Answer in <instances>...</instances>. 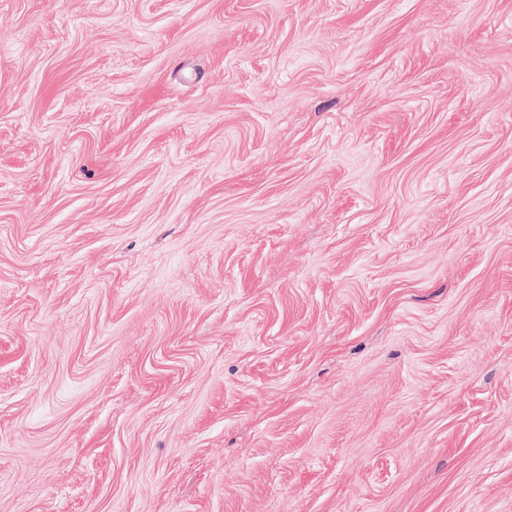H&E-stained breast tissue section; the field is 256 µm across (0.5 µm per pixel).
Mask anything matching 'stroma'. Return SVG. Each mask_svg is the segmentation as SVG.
Listing matches in <instances>:
<instances>
[{"label": "stroma", "mask_w": 512, "mask_h": 512, "mask_svg": "<svg viewBox=\"0 0 512 512\" xmlns=\"http://www.w3.org/2000/svg\"><path fill=\"white\" fill-rule=\"evenodd\" d=\"M0 512H512V0H0Z\"/></svg>", "instance_id": "obj_1"}]
</instances>
